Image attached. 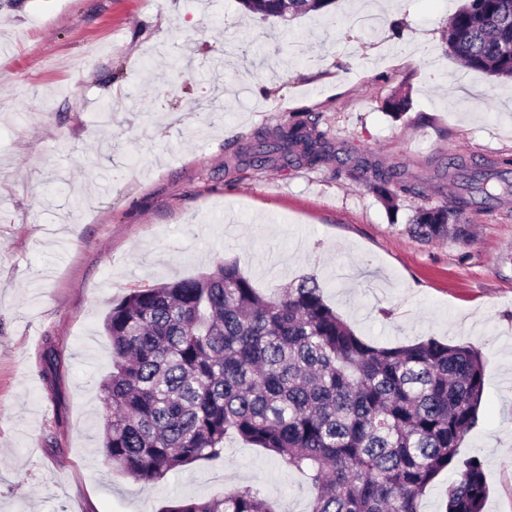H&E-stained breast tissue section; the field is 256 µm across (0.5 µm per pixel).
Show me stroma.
Wrapping results in <instances>:
<instances>
[{"mask_svg": "<svg viewBox=\"0 0 512 512\" xmlns=\"http://www.w3.org/2000/svg\"><path fill=\"white\" fill-rule=\"evenodd\" d=\"M462 3L388 0L370 32L344 22L361 0L286 23L240 0H0V512H159L245 486L307 512V478L235 438L149 484L100 450L113 303L229 259L265 296L315 277L372 345L478 348L479 421L459 456L483 464L484 512H512V196L476 197L470 238L407 231L449 161L512 183V83L445 51ZM306 113L334 156L245 164L243 148ZM358 162L404 165L423 196L389 213L350 178Z\"/></svg>", "mask_w": 512, "mask_h": 512, "instance_id": "35a3bbf8", "label": "stroma"}]
</instances>
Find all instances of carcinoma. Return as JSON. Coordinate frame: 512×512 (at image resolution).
<instances>
[{"mask_svg":"<svg viewBox=\"0 0 512 512\" xmlns=\"http://www.w3.org/2000/svg\"><path fill=\"white\" fill-rule=\"evenodd\" d=\"M333 0H240L263 18L318 12ZM446 49L466 67L512 80V0H466L448 18ZM252 158L318 166L331 146L317 123L293 120ZM370 185L390 210L420 194L405 171L372 166ZM477 175L411 217L422 240L468 236L462 215L474 194L494 196ZM112 370L99 385L102 452L136 481L224 454L232 435L304 474L308 512H419V500L454 464L446 512H482V464L458 460L484 389L481 353L428 336L392 348L363 341L306 277L264 298L226 260L199 277L131 290L105 320ZM161 512H274L251 487Z\"/></svg>","mask_w":512,"mask_h":512,"instance_id":"obj_1","label":"carcinoma"}]
</instances>
